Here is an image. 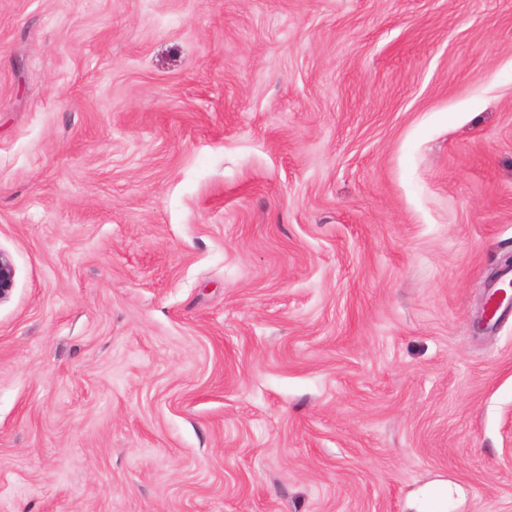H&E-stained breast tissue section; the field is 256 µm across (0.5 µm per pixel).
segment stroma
<instances>
[{"label":"stroma","mask_w":512,"mask_h":512,"mask_svg":"<svg viewBox=\"0 0 512 512\" xmlns=\"http://www.w3.org/2000/svg\"><path fill=\"white\" fill-rule=\"evenodd\" d=\"M0 512H512V0H0ZM505 301H507V307L510 304L512 308V294L510 293V295L508 296V292L505 288L496 289L494 292L489 294L486 297L482 307L483 322H490L495 317L500 308L503 306ZM430 497H436L439 500L448 498V483L444 481L434 482L427 488L421 490L409 502V508L414 512H425L424 503Z\"/></svg>","instance_id":"stroma-1"}]
</instances>
